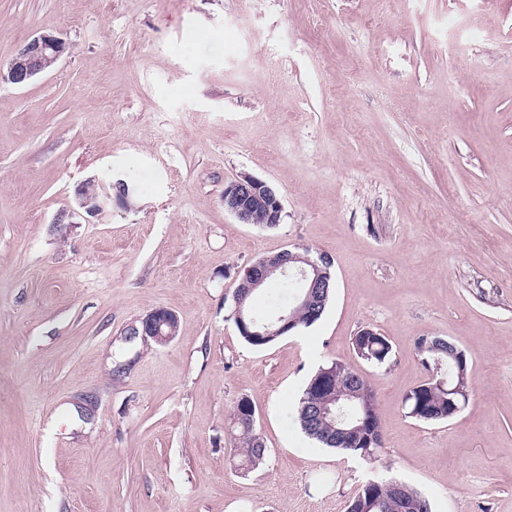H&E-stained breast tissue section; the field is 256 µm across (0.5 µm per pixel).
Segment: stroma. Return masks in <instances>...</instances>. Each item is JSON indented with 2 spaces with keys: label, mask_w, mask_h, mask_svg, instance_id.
Listing matches in <instances>:
<instances>
[{
  "label": "stroma",
  "mask_w": 512,
  "mask_h": 512,
  "mask_svg": "<svg viewBox=\"0 0 512 512\" xmlns=\"http://www.w3.org/2000/svg\"><path fill=\"white\" fill-rule=\"evenodd\" d=\"M45 31L55 68L0 79V512H347L371 479L512 512V0H0V64ZM244 175L278 226L225 212ZM90 179L129 195L79 212ZM293 246L332 257L331 301L253 347L233 292ZM159 308L174 340L125 343ZM366 328L389 367L354 353ZM422 336L469 357L453 419L406 414ZM333 359L376 393V460L295 422ZM333 289L334 288L330 289L327 299L325 301H322L319 303H314L311 306L309 305V306H307L306 311L299 312V314L297 316L298 319H297L296 326L290 330L289 334L290 333H293V334L298 333L303 328H308L321 319V317L323 316V314L326 310V307L329 303ZM255 411L247 400H242L234 411L231 442L241 449V466L257 468L265 458L266 448L255 428Z\"/></svg>",
  "instance_id": "obj_1"
}]
</instances>
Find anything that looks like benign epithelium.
I'll use <instances>...</instances> for the list:
<instances>
[{
    "instance_id": "1",
    "label": "benign epithelium",
    "mask_w": 512,
    "mask_h": 512,
    "mask_svg": "<svg viewBox=\"0 0 512 512\" xmlns=\"http://www.w3.org/2000/svg\"><path fill=\"white\" fill-rule=\"evenodd\" d=\"M67 51L63 38L53 33H41L27 41L13 56L5 78L12 84L24 86L42 73L51 70ZM80 206L89 213L99 211L112 199V194L99 182L89 180L78 190ZM224 210L234 215L242 224H279L283 203L276 189L264 180L243 176L224 187ZM308 249L295 246L282 250V254L261 257L247 267L252 273L253 287L260 288L268 280L293 278L311 298L315 290L328 287L333 278L332 258L321 252L313 260L306 255ZM177 316L165 309L146 315L140 324L129 329L128 335L150 337L158 344L174 339ZM295 322L294 312L286 309L268 318L263 324V335L279 334ZM448 414L461 411L468 403L472 384L459 375L456 385L448 390Z\"/></svg>"
}]
</instances>
